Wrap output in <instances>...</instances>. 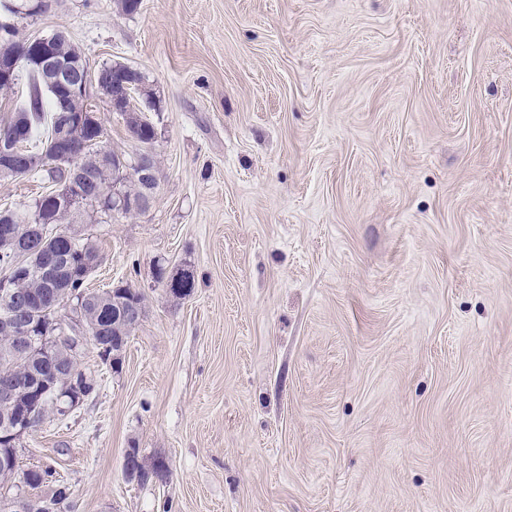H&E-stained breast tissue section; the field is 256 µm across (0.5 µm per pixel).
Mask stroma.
Masks as SVG:
<instances>
[{
    "instance_id": "1",
    "label": "stroma",
    "mask_w": 512,
    "mask_h": 512,
    "mask_svg": "<svg viewBox=\"0 0 512 512\" xmlns=\"http://www.w3.org/2000/svg\"><path fill=\"white\" fill-rule=\"evenodd\" d=\"M138 69L158 186L75 230L145 298L22 441L75 512H512V0H53ZM189 269L173 297L153 276ZM169 464L137 485L126 449Z\"/></svg>"
}]
</instances>
